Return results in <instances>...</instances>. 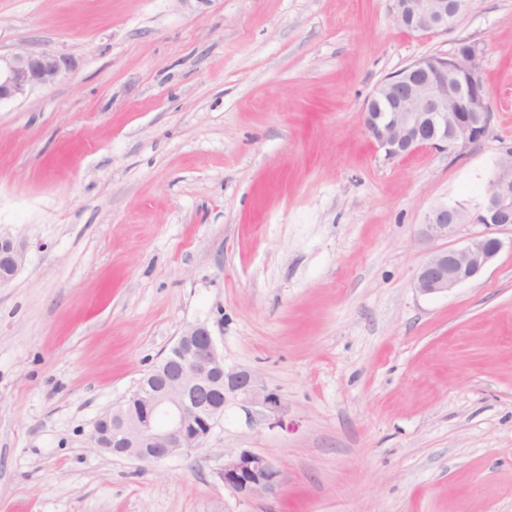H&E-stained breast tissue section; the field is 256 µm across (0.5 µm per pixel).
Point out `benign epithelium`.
Listing matches in <instances>:
<instances>
[{
    "mask_svg": "<svg viewBox=\"0 0 512 512\" xmlns=\"http://www.w3.org/2000/svg\"><path fill=\"white\" fill-rule=\"evenodd\" d=\"M396 21L410 32H446L468 7V0H393ZM483 49L462 42L450 56L430 54L381 82L367 99L363 124L388 160L432 147L462 154L481 145L492 118L485 86L477 81ZM70 57L50 50L0 54V102L16 99L63 77ZM484 227L460 248L434 247L418 268L414 288L423 295L443 294L480 275L497 257L512 232V168L509 155L490 180L481 207L473 214L458 204H440L426 216L421 237L427 242L452 235L464 222ZM24 242L0 234V282H11L25 263ZM244 402L276 405L258 378L228 370L212 332L203 325L183 330L160 364L123 401L99 418L97 446L117 457L150 465L204 447L214 421L224 414L227 393ZM224 488L239 500L273 495L281 471L270 458L242 448L224 456L219 472Z\"/></svg>",
    "mask_w": 512,
    "mask_h": 512,
    "instance_id": "7a95c632",
    "label": "benign epithelium"
}]
</instances>
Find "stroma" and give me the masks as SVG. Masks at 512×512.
Instances as JSON below:
<instances>
[{"label":"stroma","mask_w":512,"mask_h":512,"mask_svg":"<svg viewBox=\"0 0 512 512\" xmlns=\"http://www.w3.org/2000/svg\"><path fill=\"white\" fill-rule=\"evenodd\" d=\"M490 132L389 161L363 108L460 41ZM72 71L0 103V512H512V234L476 279L415 290L426 215L473 211L512 147V0L419 36L393 0H0V52ZM191 324L276 408L227 397L160 466L92 440ZM282 472L225 489V454ZM26 247L23 241L0 234V282H11L25 263ZM281 471L270 458L242 448L224 456L219 478L239 500L274 495L282 482Z\"/></svg>","instance_id":"stroma-1"}]
</instances>
